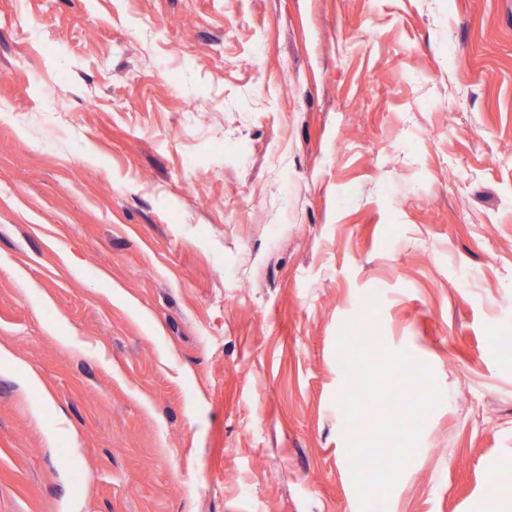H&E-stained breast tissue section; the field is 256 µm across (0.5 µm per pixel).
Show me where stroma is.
I'll use <instances>...</instances> for the list:
<instances>
[{
    "label": "stroma",
    "mask_w": 512,
    "mask_h": 512,
    "mask_svg": "<svg viewBox=\"0 0 512 512\" xmlns=\"http://www.w3.org/2000/svg\"><path fill=\"white\" fill-rule=\"evenodd\" d=\"M355 316L443 392L384 512H484L512 0H0V512H359Z\"/></svg>",
    "instance_id": "stroma-1"
}]
</instances>
